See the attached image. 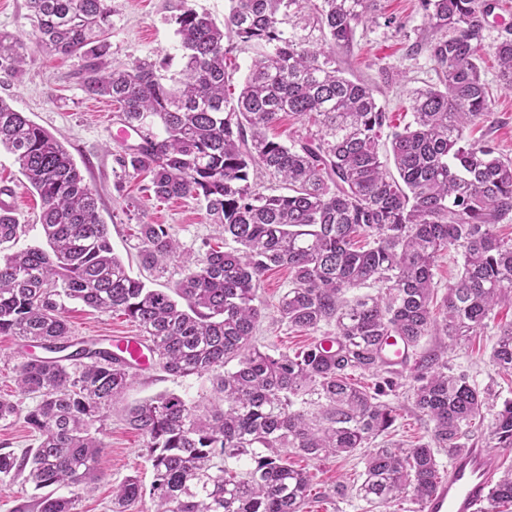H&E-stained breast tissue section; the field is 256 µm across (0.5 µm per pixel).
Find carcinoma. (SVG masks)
I'll return each instance as SVG.
<instances>
[{"mask_svg":"<svg viewBox=\"0 0 512 512\" xmlns=\"http://www.w3.org/2000/svg\"><path fill=\"white\" fill-rule=\"evenodd\" d=\"M374 2L230 0L222 28L184 8L175 16L184 60L176 76L147 59L112 66V0H27L34 38L0 29V73L18 74L34 48L83 57L85 93L110 99L140 132L124 146L121 167L149 177L159 201L205 202L236 244L186 256L165 225L137 224L143 269L183 264L170 291L149 287L113 252L96 193L65 146L0 98V149L40 197L48 245L0 250V336L47 352L16 366L18 392L34 406L0 398V421L21 418L38 437L19 456L0 452L1 492L23 475L37 490L69 489L38 497V512H77L101 478L94 463L110 405L136 378L112 346L72 335L61 296L128 316L159 369L211 383L206 405L166 392L127 407L153 481L147 489L125 478L112 489L111 512L145 498L151 512H303L310 476L288 454L313 462L360 448L368 452L356 493L370 512L407 498L421 506L435 491L437 454L465 447L490 393L448 371L444 351H423L421 342L443 335L453 348L512 302V238L495 232L512 220V160L493 141L468 138L489 116L478 60L491 4L420 0L432 38L418 46L438 83L413 92V120L399 125L336 59ZM304 12L321 38L283 30L287 16ZM226 29L257 46L237 93L226 72ZM495 56L512 91L511 37ZM283 113L316 132L289 145L269 137ZM383 137L392 170L379 155ZM258 170L286 192L256 191ZM22 233L1 205L0 245ZM452 251L461 252V271L439 297L434 264ZM274 268L289 276L277 322L312 336L299 351L257 345L265 317L258 291ZM491 360L512 374V322L498 325ZM356 371L375 378L374 387L351 383ZM404 386L433 428L409 448L379 443L396 420L381 397ZM487 435L493 447L512 449V400ZM231 460L246 468H229ZM508 502L512 468L497 477L485 512Z\"/></svg>","mask_w":512,"mask_h":512,"instance_id":"cac0c4a2","label":"carcinoma"}]
</instances>
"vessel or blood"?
Here are the masks:
<instances>
[{"mask_svg": "<svg viewBox=\"0 0 512 512\" xmlns=\"http://www.w3.org/2000/svg\"><path fill=\"white\" fill-rule=\"evenodd\" d=\"M500 470L498 455L479 443L457 451L423 512H481Z\"/></svg>", "mask_w": 512, "mask_h": 512, "instance_id": "1", "label": "vessel or blood"}]
</instances>
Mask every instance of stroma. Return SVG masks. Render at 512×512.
<instances>
[{
    "label": "stroma",
    "instance_id": "obj_1",
    "mask_svg": "<svg viewBox=\"0 0 512 512\" xmlns=\"http://www.w3.org/2000/svg\"><path fill=\"white\" fill-rule=\"evenodd\" d=\"M495 2L480 52L482 77L491 99L490 115L474 126L473 135L493 140L501 155L512 159V91L500 86L494 55L496 45L512 33V0ZM181 5L208 13L220 23L228 0H113L115 13L109 38L113 65L165 58L171 62V71H178L181 50L174 17ZM429 35L420 0H378L373 20L357 25L351 51L339 54L338 60L348 78L370 86L378 103L401 118L412 112L414 90L437 81L428 53L413 49ZM84 64L78 56L34 53L21 73L13 77L0 74V98L64 143L99 197V212L110 226L115 253L132 273H139L137 242L128 236V228L134 224L167 225L182 250L194 256L203 254L208 245L223 243L217 224L203 204L191 198L158 201L146 191L143 177L120 167L121 146L113 142L109 130L116 108L107 99L84 93ZM4 186L11 190L7 203L25 227L24 234L14 243L15 249L45 246L38 221L41 200L29 189L12 156L1 152L0 187ZM130 198L136 200L137 206L128 211L124 205ZM288 281L287 270L275 269L264 276L259 290L266 316L257 331V340L272 352L296 351L311 341L309 335L286 329L275 319ZM63 305L74 336L103 339L138 333L135 324L123 314L101 313L68 299ZM510 321L512 306L498 307L494 323L468 344L448 353L452 371L466 373L476 387L495 393L493 404L483 411L486 422L493 420L503 400L512 399V375L498 373L489 361L498 325ZM28 352L20 340L0 336V397L18 400L24 407L32 406L33 401L16 392V365ZM164 391L203 401L210 395V383L204 377H175L153 367L139 370L131 388L109 411L101 435L105 448L97 462L102 478L78 503V512H110L112 487L126 477L136 476L143 484H151L153 472L144 439L126 427L123 415L127 406ZM388 400L397 409L392 440L412 444L427 436L432 424L414 407L405 389H398ZM305 468L311 478L312 495L304 512H368L367 504L355 495L363 471L359 457L309 462Z\"/></svg>",
    "mask_w": 512,
    "mask_h": 512
}]
</instances>
